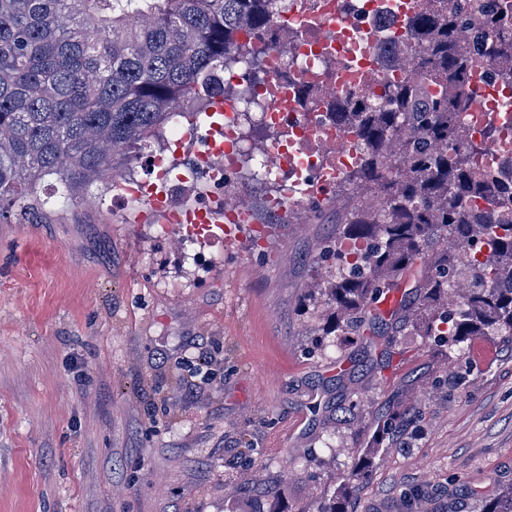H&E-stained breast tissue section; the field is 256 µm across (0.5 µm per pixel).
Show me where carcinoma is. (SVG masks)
<instances>
[{
  "mask_svg": "<svg viewBox=\"0 0 512 512\" xmlns=\"http://www.w3.org/2000/svg\"><path fill=\"white\" fill-rule=\"evenodd\" d=\"M282 2L0 0V217L14 208L24 221L37 220L47 179L59 184L61 210L78 202L76 190L89 179L110 187L123 151L179 130L184 102L224 93L225 67L259 68ZM403 27L416 40L408 78L381 100L348 95L328 105L361 137L363 163L343 184L360 196L383 193L377 210L352 207L322 253L336 260V279L324 291L332 329L358 333L382 322L371 309L374 296L411 275L422 302L415 322L435 345L452 350L477 336L512 344V223L496 219L512 204V187L474 177L487 139L459 136L467 99L446 91L428 98L422 86L430 75L448 87L466 84L467 47L491 61L512 54V27L490 14L470 29L465 0L452 7L434 0ZM402 126L410 135L393 162L385 143ZM475 233L492 259L448 252V239L467 243ZM346 240L363 248L352 262L342 252ZM461 275L466 294L454 308L441 307ZM400 420L396 411L381 417L357 448L355 469L342 476L344 488L358 490ZM473 497L478 512H512V491ZM347 503L334 491L316 512H348Z\"/></svg>",
  "mask_w": 512,
  "mask_h": 512,
  "instance_id": "carcinoma-1",
  "label": "carcinoma"
}]
</instances>
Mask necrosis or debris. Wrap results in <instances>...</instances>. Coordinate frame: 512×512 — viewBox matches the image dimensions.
Listing matches in <instances>:
<instances>
[{
    "instance_id": "necrosis-or-debris-1",
    "label": "necrosis or debris",
    "mask_w": 512,
    "mask_h": 512,
    "mask_svg": "<svg viewBox=\"0 0 512 512\" xmlns=\"http://www.w3.org/2000/svg\"><path fill=\"white\" fill-rule=\"evenodd\" d=\"M289 12L309 16L306 26H279L272 49L262 58V82L247 87L250 108L237 109L232 125L237 140H244L252 118H259L270 134V145L281 140L277 129L289 132L288 153L293 161L281 167L268 164L265 175L274 180L272 195L277 210L303 201L304 190L328 193L336 177L358 165L363 151L356 131L336 124L326 110L328 84L337 94L372 96L384 85L398 82L403 70L396 64L375 65L376 42L371 34L379 21L394 15L393 0H288ZM482 109L467 112L468 136L480 137L492 128L496 134L476 160L477 173L491 181L512 182V91L470 83L464 88ZM183 144L158 141L147 150L151 167L183 171L186 181L206 180L214 191L207 202L220 206L230 171L241 168L244 155L218 159L207 150L195 151L190 169H183Z\"/></svg>"
}]
</instances>
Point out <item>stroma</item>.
Wrapping results in <instances>:
<instances>
[{"instance_id": "obj_1", "label": "stroma", "mask_w": 512, "mask_h": 512, "mask_svg": "<svg viewBox=\"0 0 512 512\" xmlns=\"http://www.w3.org/2000/svg\"><path fill=\"white\" fill-rule=\"evenodd\" d=\"M224 191L267 225L261 248L244 230L188 261L99 183L43 223L0 222V512H315L397 408L350 512H474L463 489L512 487V348L459 356L397 320L387 342L320 349L331 310L307 299L356 196L334 186L300 224L261 176Z\"/></svg>"}]
</instances>
